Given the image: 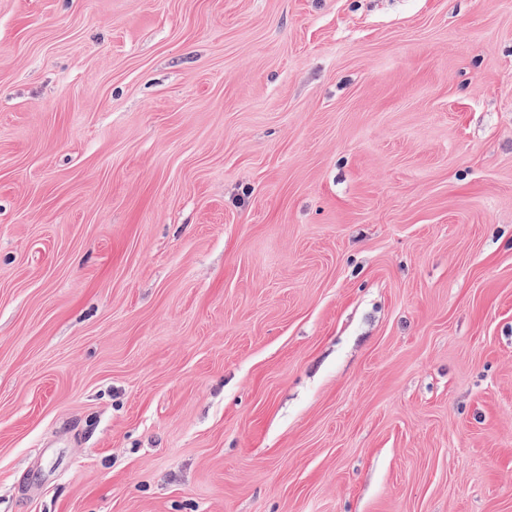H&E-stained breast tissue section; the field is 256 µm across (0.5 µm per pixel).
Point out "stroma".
I'll use <instances>...</instances> for the list:
<instances>
[{
	"label": "stroma",
	"instance_id": "obj_1",
	"mask_svg": "<svg viewBox=\"0 0 512 512\" xmlns=\"http://www.w3.org/2000/svg\"><path fill=\"white\" fill-rule=\"evenodd\" d=\"M0 512H512V0H0Z\"/></svg>",
	"mask_w": 512,
	"mask_h": 512
}]
</instances>
